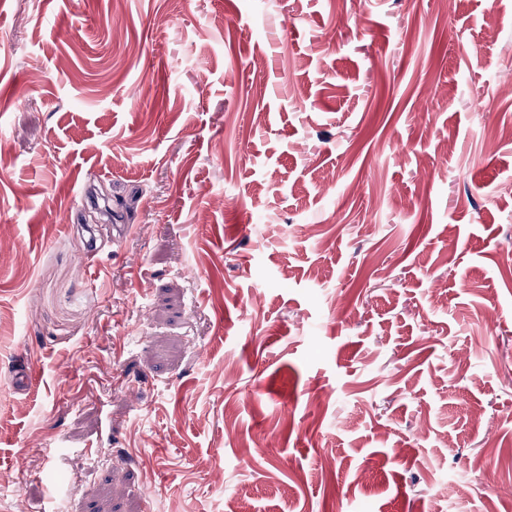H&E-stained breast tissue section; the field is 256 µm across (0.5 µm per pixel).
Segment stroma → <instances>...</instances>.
<instances>
[{"mask_svg": "<svg viewBox=\"0 0 512 512\" xmlns=\"http://www.w3.org/2000/svg\"><path fill=\"white\" fill-rule=\"evenodd\" d=\"M509 129L512 0H0V512H512Z\"/></svg>", "mask_w": 512, "mask_h": 512, "instance_id": "1", "label": "stroma"}]
</instances>
